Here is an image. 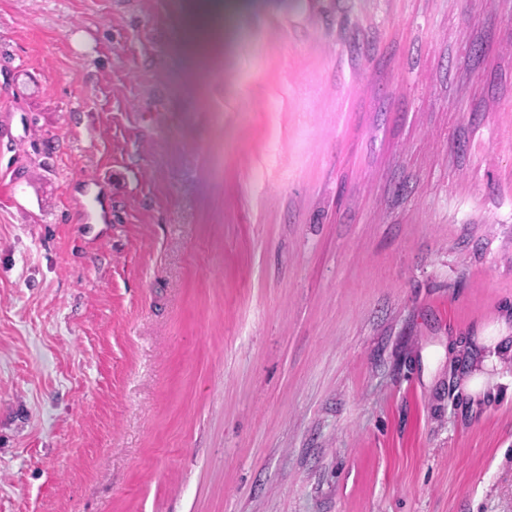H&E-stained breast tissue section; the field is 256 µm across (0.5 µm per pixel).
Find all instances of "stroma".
I'll list each match as a JSON object with an SVG mask.
<instances>
[{"mask_svg": "<svg viewBox=\"0 0 512 512\" xmlns=\"http://www.w3.org/2000/svg\"><path fill=\"white\" fill-rule=\"evenodd\" d=\"M195 2L0 0V512H512V0ZM226 3L223 0H206L196 2V6L190 13L189 17L193 47H196L201 43H213V17L216 13L220 11L222 13L224 11V5ZM472 357L476 363L488 370L492 366L499 367L505 358L512 357V336L505 332L499 333L495 327H489L483 336L479 337V348L472 347Z\"/></svg>", "mask_w": 512, "mask_h": 512, "instance_id": "1", "label": "stroma"}]
</instances>
